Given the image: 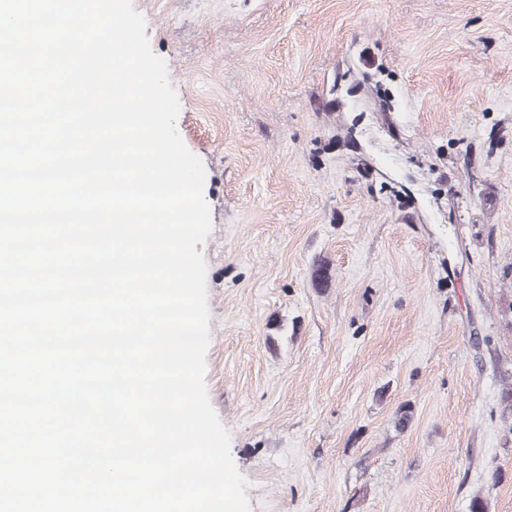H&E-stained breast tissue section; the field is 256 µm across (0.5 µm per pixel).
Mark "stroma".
<instances>
[{"label": "stroma", "instance_id": "obj_1", "mask_svg": "<svg viewBox=\"0 0 512 512\" xmlns=\"http://www.w3.org/2000/svg\"><path fill=\"white\" fill-rule=\"evenodd\" d=\"M133 5L206 170L250 512H512V0Z\"/></svg>", "mask_w": 512, "mask_h": 512}]
</instances>
